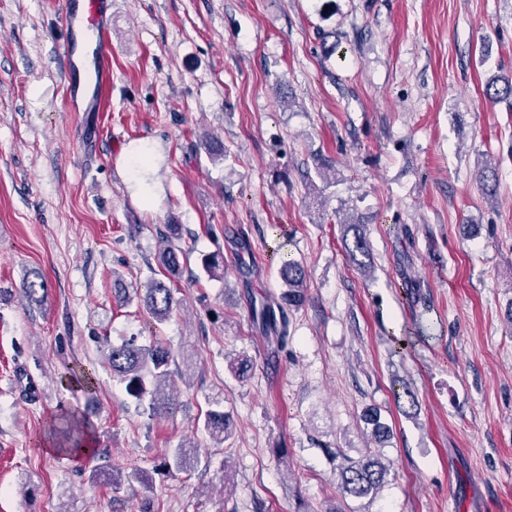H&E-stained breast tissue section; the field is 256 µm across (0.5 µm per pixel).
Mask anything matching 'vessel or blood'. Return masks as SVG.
Here are the masks:
<instances>
[{
  "label": "vessel or blood",
  "instance_id": "1",
  "mask_svg": "<svg viewBox=\"0 0 512 512\" xmlns=\"http://www.w3.org/2000/svg\"><path fill=\"white\" fill-rule=\"evenodd\" d=\"M109 0H68L65 69L70 102L85 112L100 109L112 70Z\"/></svg>",
  "mask_w": 512,
  "mask_h": 512
}]
</instances>
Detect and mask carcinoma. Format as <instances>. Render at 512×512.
<instances>
[{
	"instance_id": "1",
	"label": "carcinoma",
	"mask_w": 512,
	"mask_h": 512,
	"mask_svg": "<svg viewBox=\"0 0 512 512\" xmlns=\"http://www.w3.org/2000/svg\"><path fill=\"white\" fill-rule=\"evenodd\" d=\"M485 97L492 102H512V78L503 77L486 83ZM164 249L159 261L164 269L173 273L181 269V259L184 252L175 243L181 237V227L177 224H166L159 230ZM344 249L350 261L360 270L368 267L370 258L368 240L358 224L346 225L343 235ZM224 257L216 251L201 258V266L205 273L213 276L223 265ZM281 277L286 291L280 300H273L254 310L253 323L256 327L273 338L278 348L288 344V313L286 308L297 307L304 301L306 288V271L301 262L295 259L283 261ZM172 289L162 281H153L146 287L144 306L153 325L166 322L176 306ZM106 350V360L112 368V373L120 382L125 384V390L133 399L136 406L157 416L170 413L173 402L165 395L166 385L173 379L178 369L176 358L171 350L160 344L142 345L136 342V337L124 338L119 343L103 339ZM253 364L246 358H235L229 362V371L238 379L250 376ZM202 430L212 440L223 442L232 436L229 422L224 411L209 409L201 420ZM92 423L87 417L74 415L65 416L59 427L53 429L60 447L66 452L81 453L90 458L99 453L95 445L89 443ZM196 447L190 440L172 449L164 466L167 470L183 471L191 467V454L188 449ZM341 488L343 492L354 498H363L376 492L385 482L388 468L381 459L370 454L358 461L348 460L338 467Z\"/></svg>"
}]
</instances>
